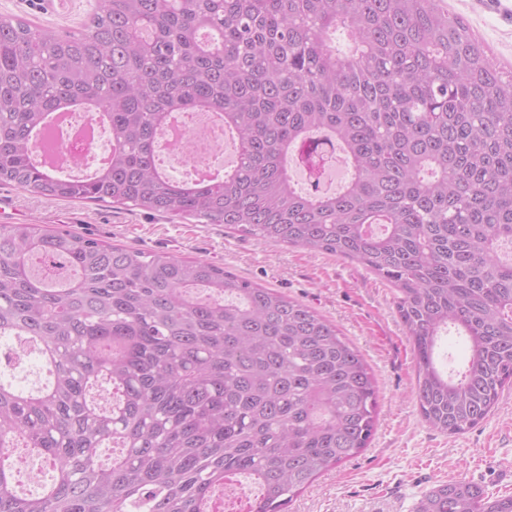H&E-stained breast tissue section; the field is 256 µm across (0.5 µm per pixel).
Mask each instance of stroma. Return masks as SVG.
<instances>
[{
  "instance_id": "1",
  "label": "stroma",
  "mask_w": 512,
  "mask_h": 512,
  "mask_svg": "<svg viewBox=\"0 0 512 512\" xmlns=\"http://www.w3.org/2000/svg\"><path fill=\"white\" fill-rule=\"evenodd\" d=\"M95 0H65L58 13L39 0H0V15L60 32L80 31ZM495 61L512 67V0H442ZM0 224H38L98 241L184 259H204L239 279L273 289L336 325L364 355L379 388L378 418L363 452L323 474L288 512H413L425 492L448 480L512 495V388L494 411L448 435L422 418L416 360L395 308L394 286L355 261L298 246H272L221 224H193L131 207L49 199L0 185Z\"/></svg>"
}]
</instances>
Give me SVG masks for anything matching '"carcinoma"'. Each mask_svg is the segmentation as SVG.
Segmentation results:
<instances>
[{"label":"carcinoma","mask_w":512,"mask_h":512,"mask_svg":"<svg viewBox=\"0 0 512 512\" xmlns=\"http://www.w3.org/2000/svg\"><path fill=\"white\" fill-rule=\"evenodd\" d=\"M339 28L347 52L330 44ZM61 109L110 128L89 178L34 159ZM209 111L235 135L234 167L165 175L168 116ZM318 132L351 168L324 196L285 165ZM2 183L362 264L397 288L419 411L439 432L477 425L512 387V70L439 0H95L63 34L0 16ZM450 327L468 349L456 378L435 362ZM2 337L49 379L0 378V512H222L243 474L260 490L249 512H287L375 430L376 379L334 325L202 259L0 224ZM19 446L55 473L35 496L18 491ZM415 512H512V496L450 480Z\"/></svg>","instance_id":"obj_1"}]
</instances>
